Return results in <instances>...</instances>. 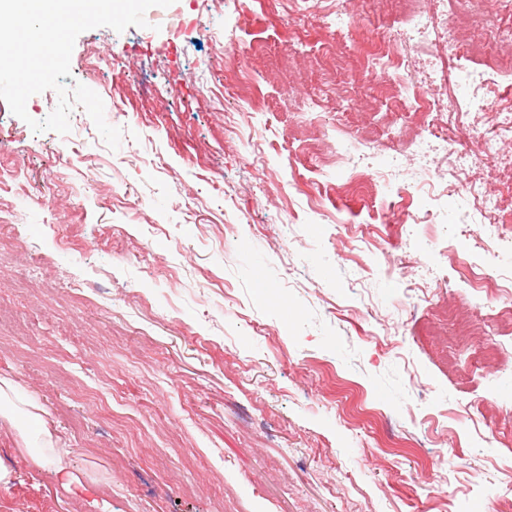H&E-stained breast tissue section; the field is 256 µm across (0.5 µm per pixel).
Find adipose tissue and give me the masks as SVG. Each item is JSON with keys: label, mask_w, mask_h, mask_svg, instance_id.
I'll return each mask as SVG.
<instances>
[{"label": "adipose tissue", "mask_w": 512, "mask_h": 512, "mask_svg": "<svg viewBox=\"0 0 512 512\" xmlns=\"http://www.w3.org/2000/svg\"><path fill=\"white\" fill-rule=\"evenodd\" d=\"M0 418L14 426L23 419L32 422L33 430L22 433L29 456L36 463L53 466L56 472L65 471L63 459L52 448L46 410L33 397L20 395L14 382L6 377H0Z\"/></svg>", "instance_id": "obj_1"}]
</instances>
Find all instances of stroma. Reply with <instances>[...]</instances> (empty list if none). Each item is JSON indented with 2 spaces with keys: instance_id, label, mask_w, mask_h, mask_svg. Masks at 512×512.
<instances>
[{
  "instance_id": "35a3bbf8",
  "label": "stroma",
  "mask_w": 512,
  "mask_h": 512,
  "mask_svg": "<svg viewBox=\"0 0 512 512\" xmlns=\"http://www.w3.org/2000/svg\"><path fill=\"white\" fill-rule=\"evenodd\" d=\"M305 8L175 0L80 34L115 150L81 106L61 135L0 100V312L34 314L0 376L74 476L0 423V512H512V330L475 287L512 285V176L480 174L489 225L456 163L512 142L473 113L446 169L405 151L425 115L368 66L400 25Z\"/></svg>"
}]
</instances>
